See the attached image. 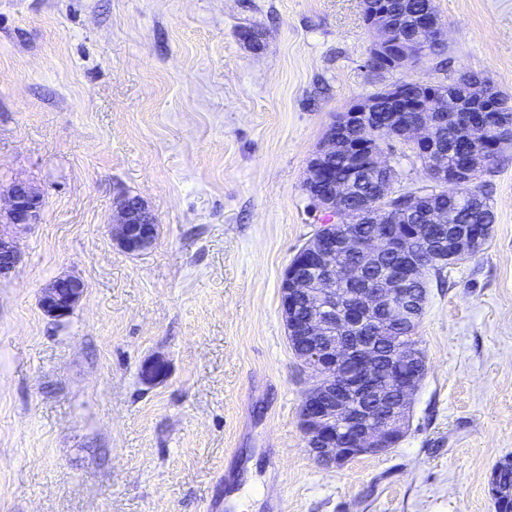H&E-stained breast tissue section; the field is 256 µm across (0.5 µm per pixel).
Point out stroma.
Here are the masks:
<instances>
[{"mask_svg":"<svg viewBox=\"0 0 512 512\" xmlns=\"http://www.w3.org/2000/svg\"><path fill=\"white\" fill-rule=\"evenodd\" d=\"M433 4L444 60L376 73L361 0H0V192L24 181L45 202L0 279V512H495L512 147L480 177L483 250L429 282L427 373L395 448L314 461L280 306L321 223L304 182L338 113L464 71L512 94V0ZM123 192L159 224L137 255L112 239ZM69 275L86 290L60 324L39 297ZM156 358L168 374L145 385Z\"/></svg>","mask_w":512,"mask_h":512,"instance_id":"1","label":"stroma"}]
</instances>
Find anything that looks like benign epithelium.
<instances>
[{
	"instance_id": "1",
	"label": "benign epithelium",
	"mask_w": 512,
	"mask_h": 512,
	"mask_svg": "<svg viewBox=\"0 0 512 512\" xmlns=\"http://www.w3.org/2000/svg\"><path fill=\"white\" fill-rule=\"evenodd\" d=\"M367 28L372 34L368 63L376 70L395 69L419 62L426 52L424 36L406 37L398 32L390 15L374 6L369 11ZM462 90L465 112L487 113L486 125L499 127L493 113L494 90L462 73L453 82ZM429 84L408 81L381 89L380 98L398 109H416L421 116L389 128L390 140L407 142L418 153L436 155V125L448 123V115L431 103L432 96L415 95L412 88ZM379 98L367 97L351 105L341 116V128L362 129L376 111ZM368 148L363 170L381 175L374 183L373 198L354 209L343 205L346 182L332 183L323 197L313 192L314 181L324 159L336 152V132L325 135L323 147L309 163L306 185L316 208L332 213L336 222L349 226L347 237L336 240L334 225L322 224L314 237L299 250L302 260L291 262L284 271L280 288L282 309L302 305L308 316L293 319L287 332L304 341L298 351L303 370L313 384L304 395L301 426L310 455L322 467L340 468L361 456L380 455L399 442L405 433L407 412L423 380L418 346L392 348L389 353L377 349L375 340L390 323L414 322L421 301L391 281L382 303V322L367 324L376 308V295L369 289L351 288L354 270L345 257L358 251L368 259L390 253L398 258L402 281L421 278L426 270L442 259L443 241L433 240L427 258L413 247L415 234H402L388 224L395 169L383 159L378 142L355 144V150ZM488 162L485 151L473 152L470 160L447 169L435 166L427 171L433 196L442 207L440 223L456 220L455 193L476 184ZM8 207L0 210V223L28 230L41 223L43 195L32 184L14 182L7 190ZM384 228L368 237H360L361 224L367 218ZM113 223L117 226V244L127 253H139L152 247L158 237V222L147 201L139 195L123 193L117 199ZM15 241L0 229V277L9 276L20 261ZM85 283L74 276L61 277L42 289L39 305L56 321L67 319L82 298ZM162 359L146 362L141 371L145 384L154 385L167 375Z\"/></svg>"
}]
</instances>
